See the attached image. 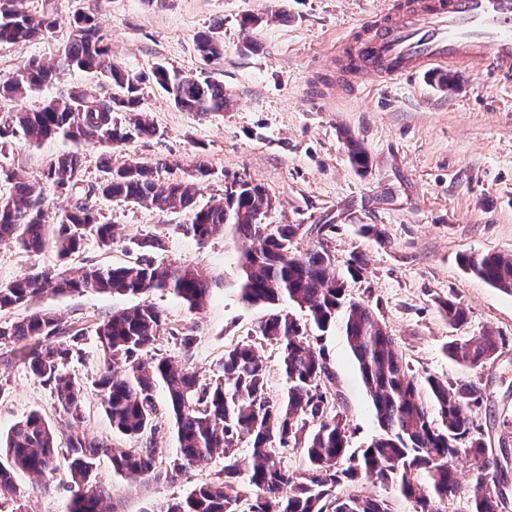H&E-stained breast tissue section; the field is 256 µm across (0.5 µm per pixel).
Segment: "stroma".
Masks as SVG:
<instances>
[{
  "mask_svg": "<svg viewBox=\"0 0 512 512\" xmlns=\"http://www.w3.org/2000/svg\"><path fill=\"white\" fill-rule=\"evenodd\" d=\"M384 0H25L28 10L47 13L57 24L51 34L16 45H0V80L11 76L19 61H58L69 37L75 11L95 6L97 22L112 57L141 76L139 111L148 113L157 133L121 147L90 144L83 148L82 189L70 195H48V221L57 223L85 186L97 182L102 157L122 165L129 157L167 160L159 180L187 178L197 162L211 176L200 182L197 205L222 196L226 182L261 183L275 201L269 224H298V256L326 243L336 271L345 275L349 298L369 304L395 338L416 379L435 376L454 382L479 381L481 398L467 412L498 462L496 488L512 512V293L493 288L460 264L470 252L512 253V77L472 65L451 88H440L430 73L393 83L368 82L354 93L325 83L322 68L335 67L332 57L341 40ZM255 15L252 33L240 23ZM217 28L224 45L219 61L206 62L194 38ZM253 47H246V40ZM224 86L230 102L221 112H188L175 107L153 78L157 64ZM367 152V170L349 160L348 140ZM60 140L31 144L13 138L0 151V165L43 187L42 171L51 157L65 150ZM93 203L114 227L111 249L95 238L85 240L70 264L53 250L32 254L11 241H0V284L33 268L77 269L86 265H121L135 261V239L155 235L164 250L152 253L157 263H177L218 281L205 308L189 311L177 298L151 297L170 326L192 329L196 338L190 366L210 376L225 349L254 335L267 310L241 300L240 260L243 246L231 232L199 240L180 229L187 217L102 197ZM360 259V276L348 267ZM459 304L466 319L450 323L445 302ZM135 296L86 292L45 295L35 305L0 313L13 321L33 306L49 307L62 320L84 330L82 355L66 370L87 384L84 394L87 434L126 445L113 431L91 386L98 373V321L138 304ZM502 342L495 357L473 369L447 354L448 344L484 334ZM334 374L336 410L348 428L351 448L366 447L380 428L340 325L319 340ZM0 377L8 390L0 396V434L29 412L40 411L56 422L59 438L70 429L60 422L48 387L14 364ZM223 466L221 458L187 469L173 484L139 486L113 479L119 512H161L172 497L209 480ZM38 479H18L20 501L0 500V512H66L70 494L61 478L49 491Z\"/></svg>",
  "mask_w": 512,
  "mask_h": 512,
  "instance_id": "obj_1",
  "label": "stroma"
}]
</instances>
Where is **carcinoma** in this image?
Listing matches in <instances>:
<instances>
[{
    "mask_svg": "<svg viewBox=\"0 0 512 512\" xmlns=\"http://www.w3.org/2000/svg\"><path fill=\"white\" fill-rule=\"evenodd\" d=\"M56 26L50 15L27 11L24 0H0V44H19L40 37ZM202 58L219 60L221 40L214 33L196 38ZM60 64L92 72L109 88L107 94L91 86L61 91L41 109H20L0 125V150L23 133L35 144L62 139L70 148L51 158L42 173L58 195L70 194L82 182V153L87 143L128 144L149 139L156 129L137 111L141 77L132 75L112 58L104 43L95 13L75 14ZM55 66L35 59L18 64L11 78L0 84V98L21 99L39 90L54 76ZM156 84L175 107L193 112H222L224 87L207 78H196L197 91L187 76L159 64L153 70ZM167 167L162 160L130 158L121 166L106 157L100 172L106 179L89 187L86 196L99 195L160 211L184 212L185 233L204 240L226 229L243 242L241 299L264 305L270 313L257 335L277 346L285 388L273 399L269 394L267 366L251 339L224 350L218 373L202 379L187 365L195 336L167 326L163 311L147 296L170 294L192 311L208 302L213 282L181 264H157L147 255L163 249L155 236L135 242L145 257L120 266H84L68 271L31 270L0 285V311L28 304L46 294L143 295L142 303L104 318L95 333L100 347L99 372L92 387L112 430L136 442L118 448L108 439L89 436L78 428L67 437L66 484L71 499L66 512H113L107 505L112 484L99 469L109 459L112 476L177 481L182 473L209 461L213 455L224 466L207 482L185 495L169 500L163 512H392L385 497L335 495L336 487L365 477L392 484L414 502L415 512H445L456 497L459 481L454 459L470 461L474 482L467 512H502L503 498L493 494L496 459L481 437L466 408L477 402L480 383H457L427 376L423 385L438 404L433 419L421 399L420 384L404 363L394 338L382 326L369 304L345 301L344 281L336 273L327 246L321 244L302 259L292 251L299 224H259L271 211L266 189L245 181L239 189H224V196L201 208L196 206L195 179L211 175L200 162L194 178L158 184L157 175ZM0 183L10 185L0 196V240L15 241L33 254L53 249L61 260L77 255L84 240L93 236L106 249L112 247L113 226L100 221L89 200L78 201L58 223L46 221L45 197L17 171L0 166ZM463 264L494 288L512 292V255L471 253ZM289 301L308 310L310 322L325 330L344 309L343 332L368 389L380 433L365 448L352 450L345 424L334 411L335 398L327 383L333 374L327 357L316 348L307 325L278 309ZM167 334L183 351L178 360L158 352ZM82 330L63 322L49 308H38L25 318L0 322V366L23 363L48 386L60 413L73 423L83 419L85 385L65 372L80 352ZM499 338L485 334L447 346L450 357L470 368H481L495 355ZM154 355L145 358L143 354ZM165 389L169 430L177 452L165 469L157 466V408L155 389ZM250 440L252 462L238 456V443ZM303 449L305 466L290 471L281 466L275 449ZM56 432L38 411H32L0 440V500L21 496L17 477L31 474L52 478L58 470ZM251 491L252 503L241 510V489Z\"/></svg>",
    "mask_w": 512,
    "mask_h": 512,
    "instance_id": "carcinoma-1",
    "label": "carcinoma"
}]
</instances>
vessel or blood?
I'll list each match as a JSON object with an SVG mask.
<instances>
[{"mask_svg": "<svg viewBox=\"0 0 512 512\" xmlns=\"http://www.w3.org/2000/svg\"><path fill=\"white\" fill-rule=\"evenodd\" d=\"M349 82L479 64L512 71V0H388L341 50Z\"/></svg>", "mask_w": 512, "mask_h": 512, "instance_id": "1", "label": "vessel or blood"}]
</instances>
